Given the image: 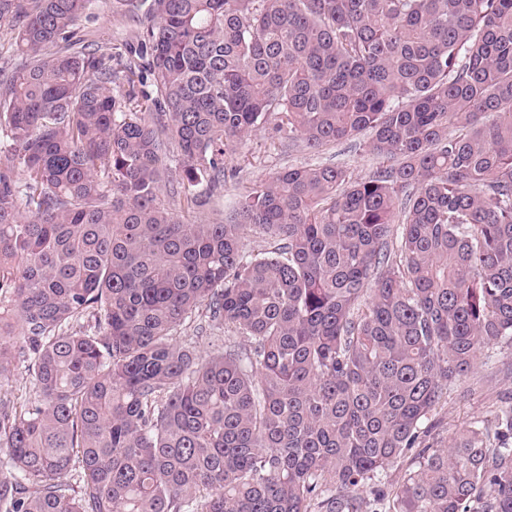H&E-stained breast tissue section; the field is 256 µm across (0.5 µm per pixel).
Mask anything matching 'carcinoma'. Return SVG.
<instances>
[{
    "label": "carcinoma",
    "mask_w": 512,
    "mask_h": 512,
    "mask_svg": "<svg viewBox=\"0 0 512 512\" xmlns=\"http://www.w3.org/2000/svg\"><path fill=\"white\" fill-rule=\"evenodd\" d=\"M115 2L126 55L73 41L91 0H0V512H512V388L433 416L512 349V0ZM271 120L381 164L179 221L160 185L203 206ZM501 351V352H500ZM491 352V353H490ZM494 357L483 358L467 378H464L455 392L448 397V404L438 410L436 418L443 421V429L439 438L443 444H451L454 437L465 429L480 420L490 418L492 411L500 404L499 396L504 388L510 387L509 382L493 381L482 389L470 392L471 383L479 378L490 379L492 372L499 365L497 360L510 358V350L494 348L489 351ZM486 362V364H485ZM506 383V384H505Z\"/></svg>",
    "instance_id": "carcinoma-1"
}]
</instances>
